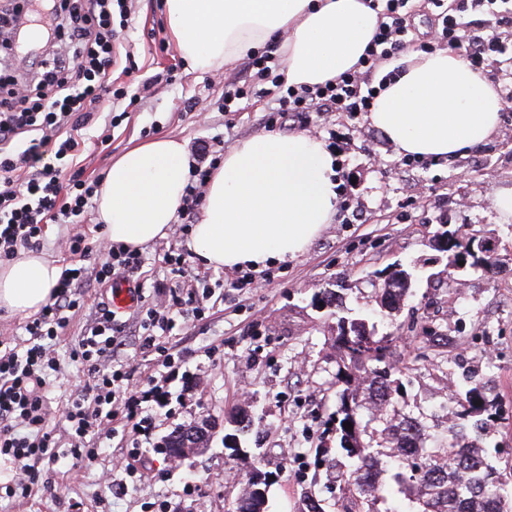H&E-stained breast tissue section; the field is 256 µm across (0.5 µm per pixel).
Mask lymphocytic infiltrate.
Segmentation results:
<instances>
[{
	"mask_svg": "<svg viewBox=\"0 0 512 512\" xmlns=\"http://www.w3.org/2000/svg\"><path fill=\"white\" fill-rule=\"evenodd\" d=\"M409 0H369L377 26L358 63L336 79L316 85L288 84L269 54L252 55L249 79L224 85V106H238L251 96L270 99L263 123L286 126L313 112H370L379 66L407 46L429 53L443 44L457 50L469 67L483 72L512 53V0H423L433 10L435 26L417 43L408 40ZM133 0H52L45 25L51 38H64L65 48L41 60L34 83H0V264L13 261L19 250L42 243L50 224H67L68 251L76 264L64 268L52 302L25 322L23 336H0V456L10 457L20 471L6 485V496L29 490L36 463L56 464L64 457L92 460L99 451L85 445L89 434L109 435L113 424L151 438L154 421L167 407L168 387L179 377L180 361L160 345L159 335L200 318L210 291L180 296L163 288L141 323L139 347L154 354L155 373L135 378L123 365L125 324L110 307H100L89 334L72 352L87 371L88 381L70 397L65 419L71 446L59 452L49 428L52 415L47 376L61 370L55 345L73 312L87 302L84 283L105 285L118 276L133 277L145 264L142 254L93 240L80 225L92 205L97 182L85 179L73 160L84 150L80 134L93 120L103 97L114 103L136 104L148 82L138 80L133 65H120V35L129 25ZM474 10L490 16L491 33L470 35L463 15ZM121 66L122 80L112 69ZM224 157V144L203 146L194 157L192 181L177 211L176 225L186 230L203 202L211 169Z\"/></svg>",
	"mask_w": 512,
	"mask_h": 512,
	"instance_id": "lymphocytic-infiltrate-1",
	"label": "lymphocytic infiltrate"
}]
</instances>
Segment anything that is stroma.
Segmentation results:
<instances>
[{
	"instance_id": "obj_1",
	"label": "stroma",
	"mask_w": 512,
	"mask_h": 512,
	"mask_svg": "<svg viewBox=\"0 0 512 512\" xmlns=\"http://www.w3.org/2000/svg\"><path fill=\"white\" fill-rule=\"evenodd\" d=\"M124 39L133 46L139 77L153 85L120 126L111 127L107 102L83 129L85 178H103L127 149L157 137L179 139L189 148L214 139L231 147L263 134L259 119L266 100L254 97L242 101L239 111L224 109V80L237 75L240 64L220 75L193 70L171 43L166 7L158 0H136ZM335 129L336 157L344 163L340 197L354 212L351 223L333 219L303 255L262 269V286L252 292L225 294L222 285L234 269L190 261L189 283L214 294L203 319L173 330L162 342L182 355L185 369L200 374L201 381L186 392L172 384L170 410L157 418L153 440L162 442L206 417L213 423L207 449L173 468L162 455L149 453L139 463L141 481L114 495L103 490L100 478L113 459L127 454L133 436L123 430L107 439L92 434L86 443L99 449L97 458L41 464L38 484L30 493L0 499V512H149L159 500L167 501L171 512H232L256 464L271 476L268 512H299L310 487L335 502L342 494L337 471L316 456L323 443L330 458L341 455L338 439L326 429L334 409L326 382L338 366L332 345L336 317L322 305V294L341 293L349 308L374 307L380 284L400 267L418 270L394 314L401 326L394 358L415 366L402 379L411 410L428 414L443 402L456 410L449 396L463 375L487 380L501 415L487 453L496 467L512 463V217L504 218L494 204L496 193L512 188V112L502 113L484 144L436 161H408L363 114H337ZM104 133L111 136L105 146L99 142ZM444 230L488 240L492 269L466 267L449 274L448 255L434 242ZM184 249V238L170 235L141 249L143 297L120 314L127 323L122 359L136 377L154 372L150 356L138 346L144 301L156 285L187 283L165 262ZM111 299V289H89L86 305L56 346L64 375L49 380L55 410L49 427L63 449L70 445L64 409L84 379L69 350L88 333L98 302ZM426 328L447 337V344L421 349L417 337ZM240 409L253 413L256 433L235 454L224 446L225 436L235 431L226 417ZM191 480L199 493L189 492Z\"/></svg>"
}]
</instances>
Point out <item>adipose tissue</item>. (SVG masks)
<instances>
[{"instance_id":"adipose-tissue-1","label":"adipose tissue","mask_w":512,"mask_h":512,"mask_svg":"<svg viewBox=\"0 0 512 512\" xmlns=\"http://www.w3.org/2000/svg\"><path fill=\"white\" fill-rule=\"evenodd\" d=\"M172 40L192 67L218 72L275 44L288 83L321 84L352 68L376 13L364 0H166ZM368 115L395 149L421 159L463 153L497 130L503 101L457 54L407 51ZM183 142L163 137L116 159L96 192L97 219L130 250L167 235L191 180ZM335 158L306 132L265 133L225 153L206 186L188 250L210 267H260L305 253L338 206ZM62 269L27 251L0 265V309L30 316L53 297Z\"/></svg>"}]
</instances>
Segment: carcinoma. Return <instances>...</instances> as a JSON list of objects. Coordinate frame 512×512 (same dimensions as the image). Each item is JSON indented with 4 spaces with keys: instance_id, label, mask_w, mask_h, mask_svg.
<instances>
[{
    "instance_id": "obj_1",
    "label": "carcinoma",
    "mask_w": 512,
    "mask_h": 512,
    "mask_svg": "<svg viewBox=\"0 0 512 512\" xmlns=\"http://www.w3.org/2000/svg\"><path fill=\"white\" fill-rule=\"evenodd\" d=\"M471 247L472 241L462 243L448 234V267L459 269V262L469 258L474 268L490 266L489 256ZM410 287L411 273H390L380 288L379 315L396 309ZM395 340L394 331L377 336L364 317H339L332 421L347 464L340 471L342 501L336 512H512L504 496L512 464L504 474L489 462L483 446L498 419L497 406L487 397L488 383L467 381L455 396L461 406L455 420L431 433L424 416L406 411L396 375L412 367L390 363ZM345 422L352 430L343 427ZM234 512H266L264 498L246 489Z\"/></svg>"
}]
</instances>
